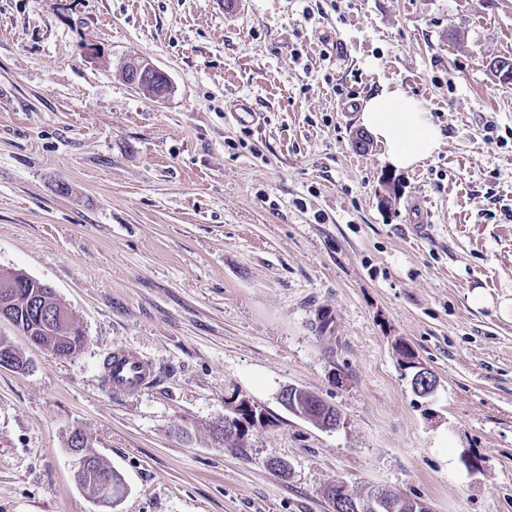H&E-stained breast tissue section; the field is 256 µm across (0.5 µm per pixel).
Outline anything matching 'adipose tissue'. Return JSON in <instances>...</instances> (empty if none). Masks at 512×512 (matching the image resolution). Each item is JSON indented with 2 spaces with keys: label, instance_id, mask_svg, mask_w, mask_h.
Segmentation results:
<instances>
[{
  "label": "adipose tissue",
  "instance_id": "1",
  "mask_svg": "<svg viewBox=\"0 0 512 512\" xmlns=\"http://www.w3.org/2000/svg\"><path fill=\"white\" fill-rule=\"evenodd\" d=\"M358 121L383 146V161L396 169L414 168L442 141L440 127L421 103L398 87H383L363 100Z\"/></svg>",
  "mask_w": 512,
  "mask_h": 512
}]
</instances>
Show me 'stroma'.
<instances>
[{
    "instance_id": "35a3bbf8",
    "label": "stroma",
    "mask_w": 512,
    "mask_h": 512,
    "mask_svg": "<svg viewBox=\"0 0 512 512\" xmlns=\"http://www.w3.org/2000/svg\"><path fill=\"white\" fill-rule=\"evenodd\" d=\"M130 57L171 92L126 83ZM497 58L512 60V0H0V268L52 286L85 335L58 358L0 322L27 362L0 368V512H99L76 431L124 476L118 512H331L338 480L512 512ZM385 85L443 132L410 170L353 143ZM118 347L153 362L152 385L109 393ZM404 347L432 395L414 394ZM285 386L341 426L288 412ZM242 399L265 423L219 447ZM121 76L128 84L138 90L143 87L146 79L158 78L160 92L157 94V97L165 96L170 92V85L166 76L153 64L144 60L137 58L126 60L121 70ZM142 91L144 94L155 96L159 88L155 84L149 83L142 88Z\"/></svg>"
}]
</instances>
